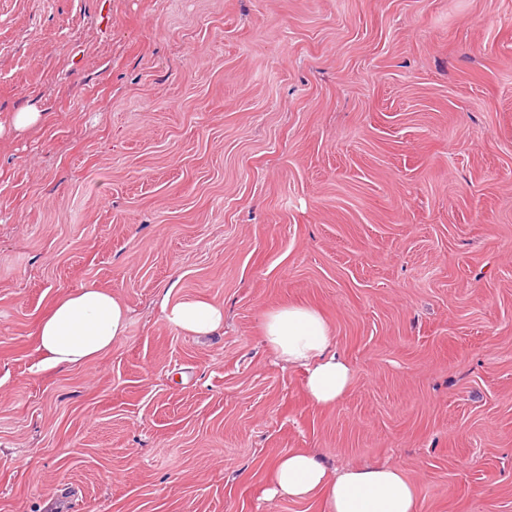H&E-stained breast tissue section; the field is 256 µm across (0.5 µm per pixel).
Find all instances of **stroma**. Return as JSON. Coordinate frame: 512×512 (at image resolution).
<instances>
[{"mask_svg":"<svg viewBox=\"0 0 512 512\" xmlns=\"http://www.w3.org/2000/svg\"><path fill=\"white\" fill-rule=\"evenodd\" d=\"M88 287L126 335L48 366ZM289 304L335 406L264 340ZM301 449L512 512V0H0V512H324L264 496ZM129 310L115 294L84 288L60 298L38 328L39 346L51 366L96 359L125 336ZM160 309L168 323L191 336H207L224 328V309L199 299L171 300L165 295ZM264 339L282 363L304 369V388L314 403L333 406L341 400L352 369L316 309L288 305L273 310L265 322Z\"/></svg>","mask_w":512,"mask_h":512,"instance_id":"obj_1","label":"stroma"}]
</instances>
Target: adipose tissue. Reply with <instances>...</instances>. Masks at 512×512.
<instances>
[{"label": "adipose tissue", "instance_id": "1", "mask_svg": "<svg viewBox=\"0 0 512 512\" xmlns=\"http://www.w3.org/2000/svg\"><path fill=\"white\" fill-rule=\"evenodd\" d=\"M160 309L168 323L191 336L224 327L223 308L199 299L166 296ZM128 324L129 310L117 295L85 288L55 303L39 325V346L50 365L81 364L111 349L125 336ZM264 339L282 363L304 369V388L314 403L333 406L341 400L352 369L316 309L288 305L273 310ZM271 492L293 501L323 499L325 512H420L417 489L400 466L332 472L311 451H288L277 459Z\"/></svg>", "mask_w": 512, "mask_h": 512}]
</instances>
